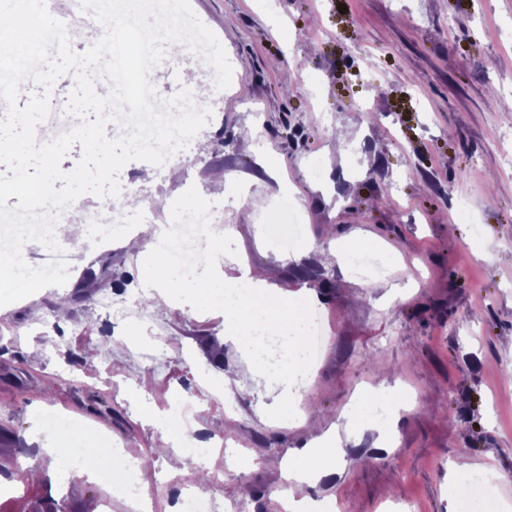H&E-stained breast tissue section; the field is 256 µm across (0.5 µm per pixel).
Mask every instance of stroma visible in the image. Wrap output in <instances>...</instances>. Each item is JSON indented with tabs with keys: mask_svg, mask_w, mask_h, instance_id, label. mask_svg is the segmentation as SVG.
I'll return each mask as SVG.
<instances>
[{
	"mask_svg": "<svg viewBox=\"0 0 512 512\" xmlns=\"http://www.w3.org/2000/svg\"><path fill=\"white\" fill-rule=\"evenodd\" d=\"M232 66L223 110L205 125L179 179L145 161L133 175L152 212L128 227L137 247L74 239L69 278L0 306V459L29 452L24 433L50 390L54 411L112 436L156 481L180 450L226 436L220 512H278L282 463L387 383L400 406L394 446L375 432L345 447L337 472L297 495L335 512H458L465 478L492 472L497 512H512V0H191ZM223 148H216V140ZM287 205L304 215L305 252L282 253L262 229ZM212 215L231 239L206 252L225 283L259 266L277 298L322 310L328 343L302 428L280 426L282 392L242 372L224 345V314L173 290L149 322L107 330L100 294L139 298L165 249L153 232L170 210ZM482 234L473 237V224ZM364 241L384 276L364 282L318 249ZM402 298H394L395 290ZM40 346L31 355V346ZM189 346L191 358L178 355ZM240 375L225 385L224 370ZM190 414L182 441L159 417ZM467 453L469 474L451 473ZM19 476L0 512H129L107 482L59 489Z\"/></svg>",
	"mask_w": 512,
	"mask_h": 512,
	"instance_id": "1",
	"label": "stroma"
}]
</instances>
